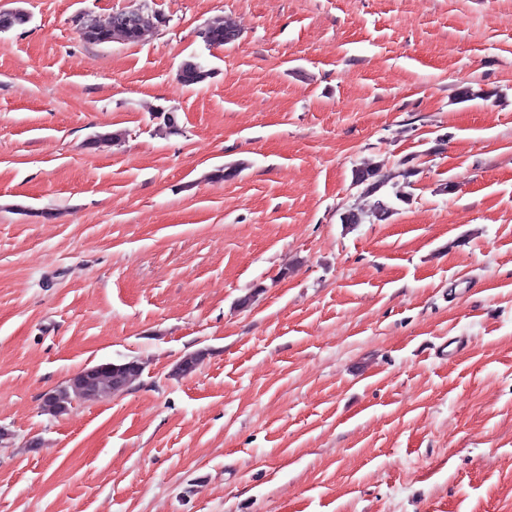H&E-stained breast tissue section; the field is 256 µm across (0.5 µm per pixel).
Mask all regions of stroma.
<instances>
[{"label":"stroma","instance_id":"obj_1","mask_svg":"<svg viewBox=\"0 0 512 512\" xmlns=\"http://www.w3.org/2000/svg\"><path fill=\"white\" fill-rule=\"evenodd\" d=\"M0 7V512H512V0ZM81 34L84 40L90 44H106L114 41L126 43L139 42L143 37L145 23L137 27L136 23H126L119 16L111 17L106 24H101L89 16L83 17ZM208 38L203 40L208 46H225L232 43L236 38V30L234 27L224 21L215 22L207 27ZM211 75V70L194 58L183 61L177 74L178 79L185 86L201 84L210 78Z\"/></svg>","mask_w":512,"mask_h":512}]
</instances>
